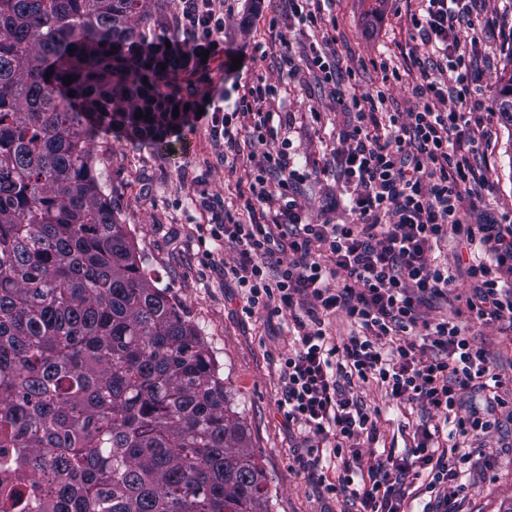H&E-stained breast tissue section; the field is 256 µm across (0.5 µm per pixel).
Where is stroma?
<instances>
[{
    "label": "stroma",
    "instance_id": "35a3bbf8",
    "mask_svg": "<svg viewBox=\"0 0 512 512\" xmlns=\"http://www.w3.org/2000/svg\"><path fill=\"white\" fill-rule=\"evenodd\" d=\"M493 7L496 23L480 35L491 50L490 61L479 66L480 83L490 89L512 60V0H495ZM416 8V0H332L328 5L338 22L336 49L358 65L360 89L380 84L372 59L382 56L398 63L406 53L427 55L409 20ZM279 41L296 48L310 41L305 28L289 18L288 0H226L223 42L207 61L190 59L169 87L177 107L189 108V115L174 118L158 139L136 138L124 125L105 123L94 135V146L100 151L99 168L110 180L120 223L148 256L160 287L169 288L219 366L264 469L271 512H359V500L328 492L318 477L328 465V449L289 428L279 410L280 359L294 340L287 318L263 310L245 313L242 289L204 257L205 251H217L230 264L235 251L201 241L198 232L199 225L210 220L201 205L203 197L234 199L247 190L238 174L218 160L207 115L218 106L235 111L239 97L261 76L275 88L267 108L278 137L269 145H254V156L269 147L287 146L294 168L304 175L296 197L306 221L340 224L347 219L333 204V149L352 115L337 107L335 86L316 83L306 66L292 72L280 67L278 56L269 52ZM236 57L242 60L237 68L232 65ZM200 110L205 118L194 119ZM490 120L492 152L475 153L472 162L489 166L491 191L467 212L470 224L512 216V130L498 115ZM467 326L472 342L489 352L503 377H511L512 339L501 336L491 323L471 320ZM353 393L380 409L377 441L361 442L357 448L365 464L387 450L404 454L418 424L438 421L421 407L388 398L372 384H355ZM496 418L495 427L479 441L481 453L464 478V512H504L512 504V409H499Z\"/></svg>",
    "mask_w": 512,
    "mask_h": 512
}]
</instances>
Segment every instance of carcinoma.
Returning <instances> with one entry per match:
<instances>
[{
    "label": "carcinoma",
    "instance_id": "cac0c4a2",
    "mask_svg": "<svg viewBox=\"0 0 512 512\" xmlns=\"http://www.w3.org/2000/svg\"><path fill=\"white\" fill-rule=\"evenodd\" d=\"M158 10L0 0V512H271L216 362L97 168L92 117L173 114L186 57L145 43ZM492 103L512 128V69Z\"/></svg>",
    "mask_w": 512,
    "mask_h": 512
}]
</instances>
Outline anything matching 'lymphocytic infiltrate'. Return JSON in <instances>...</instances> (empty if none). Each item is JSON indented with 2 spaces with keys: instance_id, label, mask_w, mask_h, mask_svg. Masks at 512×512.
<instances>
[{
  "instance_id": "f902f5d3",
  "label": "lymphocytic infiltrate",
  "mask_w": 512,
  "mask_h": 512,
  "mask_svg": "<svg viewBox=\"0 0 512 512\" xmlns=\"http://www.w3.org/2000/svg\"><path fill=\"white\" fill-rule=\"evenodd\" d=\"M179 26L191 55L212 49L224 37V0H179ZM410 21L432 50L417 65L412 94L418 105L389 106L387 88L402 81L399 68L380 62L382 85L356 93L355 64L330 51L335 34L298 54L284 46L289 69L306 64L336 84V103L354 120L338 135L334 150L345 224H306L294 195L300 179L286 148L263 152L248 174L242 210L224 199L204 200L212 214V240L236 254L225 275L244 290L245 309L289 314L298 337L281 359L280 409L289 425L320 439L341 461L332 492L360 499L363 512H406L429 494L427 512H460L448 490L460 487L467 447L493 427L505 407L502 378L484 348L474 346L457 318H421L420 308L451 301L455 278L432 254L455 239L473 254L465 272L473 282L466 300L470 317L496 324L512 337V224L490 219L465 223L462 214L484 198L488 167L474 166L479 147H490L491 97L480 91L476 62L482 42L472 0H420ZM270 85L248 88L237 111L212 116L209 135L224 145V159H237L241 137L264 143L271 116L264 112ZM267 209V223H243L240 211ZM288 251V264L272 262ZM342 311L353 331L337 341L326 315ZM376 382L389 398L434 410L453 428L418 425L403 457L378 455L360 467V441L375 442L378 409L357 399L353 381ZM485 395V408L458 416L464 391ZM365 470L368 481L356 486Z\"/></svg>"
}]
</instances>
